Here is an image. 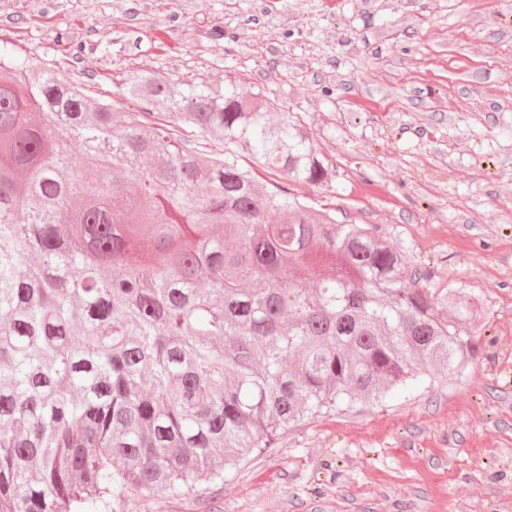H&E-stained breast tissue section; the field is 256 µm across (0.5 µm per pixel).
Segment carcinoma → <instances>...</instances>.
Instances as JSON below:
<instances>
[{
    "mask_svg": "<svg viewBox=\"0 0 512 512\" xmlns=\"http://www.w3.org/2000/svg\"><path fill=\"white\" fill-rule=\"evenodd\" d=\"M122 96L169 120L0 46V512H124L481 349L464 289L268 186L328 176L288 113L160 75Z\"/></svg>",
    "mask_w": 512,
    "mask_h": 512,
    "instance_id": "1",
    "label": "carcinoma"
}]
</instances>
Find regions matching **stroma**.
I'll use <instances>...</instances> for the list:
<instances>
[{
	"label": "stroma",
	"instance_id": "1",
	"mask_svg": "<svg viewBox=\"0 0 512 512\" xmlns=\"http://www.w3.org/2000/svg\"><path fill=\"white\" fill-rule=\"evenodd\" d=\"M0 38L120 110L162 74L275 101L330 177L272 181L479 303L483 353L125 512H512V0H0Z\"/></svg>",
	"mask_w": 512,
	"mask_h": 512
}]
</instances>
